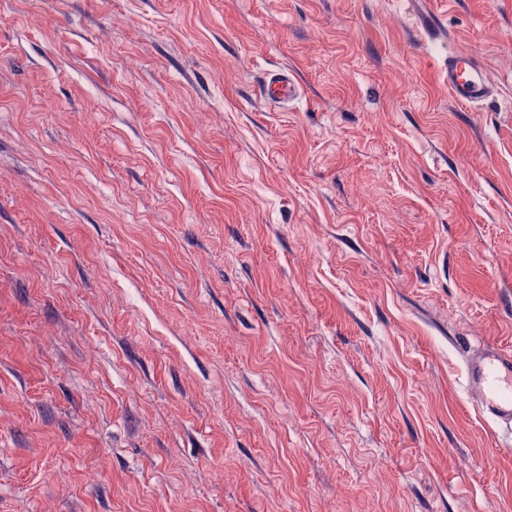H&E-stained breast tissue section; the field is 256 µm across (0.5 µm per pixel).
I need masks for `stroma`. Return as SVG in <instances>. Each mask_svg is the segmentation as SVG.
<instances>
[{
  "instance_id": "1",
  "label": "stroma",
  "mask_w": 512,
  "mask_h": 512,
  "mask_svg": "<svg viewBox=\"0 0 512 512\" xmlns=\"http://www.w3.org/2000/svg\"><path fill=\"white\" fill-rule=\"evenodd\" d=\"M482 344L512 0H0V512H512ZM448 90L462 106L482 102L491 96L479 61L462 50L448 55ZM296 79L287 72L276 73L264 79L259 87V97L268 104H283L298 93Z\"/></svg>"
}]
</instances>
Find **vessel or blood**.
Returning <instances> with one entry per match:
<instances>
[{"mask_svg": "<svg viewBox=\"0 0 512 512\" xmlns=\"http://www.w3.org/2000/svg\"><path fill=\"white\" fill-rule=\"evenodd\" d=\"M448 89L454 100L464 106L484 101L491 94L479 61L461 50L448 56ZM298 91L296 79L281 72L263 80L259 97L269 104H283ZM463 381L483 419L512 434V351L477 348L465 361Z\"/></svg>", "mask_w": 512, "mask_h": 512, "instance_id": "1", "label": "vessel or blood"}]
</instances>
